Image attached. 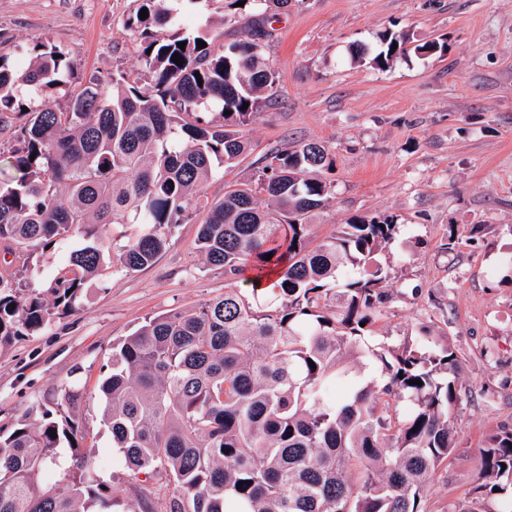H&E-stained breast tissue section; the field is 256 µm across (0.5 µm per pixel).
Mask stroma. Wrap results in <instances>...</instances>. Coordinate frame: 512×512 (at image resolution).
<instances>
[{
	"instance_id": "1",
	"label": "stroma",
	"mask_w": 512,
	"mask_h": 512,
	"mask_svg": "<svg viewBox=\"0 0 512 512\" xmlns=\"http://www.w3.org/2000/svg\"><path fill=\"white\" fill-rule=\"evenodd\" d=\"M138 0H0V54L29 63L40 43L74 62L49 91L20 87L28 110L67 107L89 78L140 67L141 41L125 27ZM173 27L203 33L212 47L243 38L220 25L219 0H171ZM265 58L280 72L279 98L250 126L253 151L236 167L216 166L208 200L229 181H248L268 149L313 141L333 160L335 197L317 216L327 235L354 216H395L400 232L381 252L392 297L366 342L397 347L430 332L463 362L462 400L452 412L459 445L432 482L428 512L472 497L478 452L500 427L512 428V0H290L274 13L256 0ZM396 30L422 43L443 39V55H409L387 70L357 66L350 52ZM198 221L171 226L149 267L106 262L75 311L0 347V426L41 403L53 388H82L85 444L104 478L124 487L112 436L101 425L98 379L112 345L145 319L223 295L222 271L204 265ZM458 242L446 248L449 235Z\"/></svg>"
}]
</instances>
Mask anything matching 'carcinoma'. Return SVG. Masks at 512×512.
<instances>
[{"instance_id":"carcinoma-1","label":"carcinoma","mask_w":512,"mask_h":512,"mask_svg":"<svg viewBox=\"0 0 512 512\" xmlns=\"http://www.w3.org/2000/svg\"><path fill=\"white\" fill-rule=\"evenodd\" d=\"M167 2L143 0L148 18L126 24L143 38L150 92L123 71L89 79L64 109L24 113L18 86L50 89L72 64L43 43L23 70L0 55V155L18 173L0 181V247L30 257L75 233L85 241L42 292L0 275V346L75 308L109 255L108 224L136 228L117 262L139 270L164 249L166 229L202 213L198 249L224 271V295L112 345L101 423L128 487L109 485L81 451L83 394L64 387L0 428V512H426L457 448L462 360L422 343L360 349L391 297L375 256L399 225L353 216L314 242V218L334 198L324 177L333 159L318 142L268 150L250 182L201 204L214 163L233 168L252 150L245 129L283 79L264 58V35L200 48L199 37L170 31ZM222 2L221 23L252 26L253 0ZM379 40L384 49L368 59L358 46L351 61L385 69L410 35ZM210 105L219 120L204 115ZM63 448L72 467L44 481ZM479 455L471 504L449 512H487L491 498L502 501L496 512L512 506V428L489 434Z\"/></svg>"}]
</instances>
